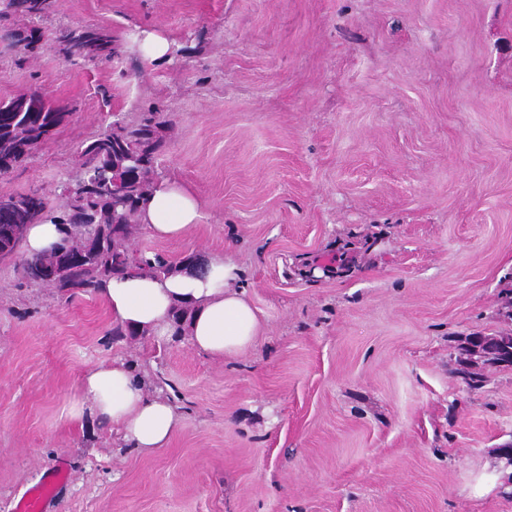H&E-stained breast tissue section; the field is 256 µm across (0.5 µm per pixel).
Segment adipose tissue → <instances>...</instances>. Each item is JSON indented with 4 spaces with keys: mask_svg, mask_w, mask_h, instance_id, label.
Returning a JSON list of instances; mask_svg holds the SVG:
<instances>
[{
    "mask_svg": "<svg viewBox=\"0 0 512 512\" xmlns=\"http://www.w3.org/2000/svg\"><path fill=\"white\" fill-rule=\"evenodd\" d=\"M200 218L197 197L166 181L149 199L142 222L152 237L177 240ZM240 277L232 259L213 258L206 274L188 269L163 280L129 275L108 281L101 296L114 320L159 338L171 334L173 309L190 305L187 333L193 348L217 358L230 357L251 348L260 329L255 309L238 288ZM68 415L76 421L88 415L109 424L125 443L145 451L166 447L179 425L169 400L149 393L144 379L120 358L83 374Z\"/></svg>",
    "mask_w": 512,
    "mask_h": 512,
    "instance_id": "ef3b65f1",
    "label": "adipose tissue"
}]
</instances>
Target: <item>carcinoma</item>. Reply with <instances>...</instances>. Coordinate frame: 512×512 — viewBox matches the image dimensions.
I'll use <instances>...</instances> for the list:
<instances>
[{"instance_id":"obj_1","label":"carcinoma","mask_w":512,"mask_h":512,"mask_svg":"<svg viewBox=\"0 0 512 512\" xmlns=\"http://www.w3.org/2000/svg\"><path fill=\"white\" fill-rule=\"evenodd\" d=\"M52 7L53 0H0V20L19 17L25 21L24 26L5 31L9 46L23 55L40 50L45 36L36 21ZM55 39L74 63L110 61L117 54L112 36L100 29L63 28ZM69 116L66 107L37 91L0 99V175L12 172L52 140ZM170 131L171 120L157 112L133 121L118 117L82 144L77 170L53 191L0 194L4 203L0 225L50 222L60 226L56 257L15 254V266L26 284L69 301L76 290L97 292L112 277L144 274L164 279L200 262L197 254L169 261L159 253L132 247L142 208L159 183L158 159L167 146L165 133ZM50 263L54 264L51 278L41 270ZM190 318L191 310L176 311L172 336L184 335ZM484 351L483 346L478 351L465 347L466 360L457 361L454 368L472 388L482 385V378L468 366L503 363L502 357L494 353L486 357Z\"/></svg>"}]
</instances>
